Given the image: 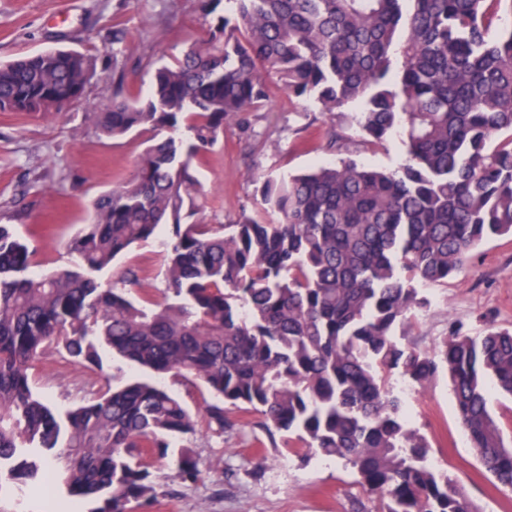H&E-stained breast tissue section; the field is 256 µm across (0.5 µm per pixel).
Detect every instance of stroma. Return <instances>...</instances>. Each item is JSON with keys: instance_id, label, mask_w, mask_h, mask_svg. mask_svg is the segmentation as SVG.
<instances>
[{"instance_id": "obj_1", "label": "stroma", "mask_w": 512, "mask_h": 512, "mask_svg": "<svg viewBox=\"0 0 512 512\" xmlns=\"http://www.w3.org/2000/svg\"><path fill=\"white\" fill-rule=\"evenodd\" d=\"M127 31L125 85L148 90L151 62L180 56L188 39L206 35L197 0H0V62L48 48L86 54L91 70L79 102L53 119L0 112V224H9L28 244L38 272L70 266L66 246L82 228L92 201L128 179L144 148V136L109 139L99 135L90 113L111 107L112 30ZM337 134L341 150L327 147ZM399 137L381 146H365L358 128L339 114L322 112L311 101L292 103L282 93L251 116L249 134L235 123L204 156L198 177L208 196L204 217L210 224H231L241 214H263L258 188L316 162L351 158L395 169L405 160ZM129 269L141 272L128 285L133 298L164 300V256L159 239L134 246L100 274L110 287ZM428 304L416 313L406 334L424 348L448 331L449 321L462 322L481 334L482 317L494 312L496 324L512 329V240H492L473 254L466 270L445 287L423 291ZM138 376L111 351H103L102 368L90 371L50 353L35 373V387L56 411L82 404L115 371ZM391 383L406 401L412 424L431 444L433 465L454 478L480 512H512V490L498 485L474 450L451 447L447 436L459 428L451 392L444 379L420 393L411 391L399 373ZM259 416L220 434L199 424L194 435L177 440L193 453L199 477L181 481L174 461L155 466L159 497L132 512H376L377 501L356 482L343 461L302 458L273 447L259 426ZM287 467H278L280 458Z\"/></svg>"}]
</instances>
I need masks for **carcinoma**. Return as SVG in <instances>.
<instances>
[{"mask_svg":"<svg viewBox=\"0 0 512 512\" xmlns=\"http://www.w3.org/2000/svg\"><path fill=\"white\" fill-rule=\"evenodd\" d=\"M207 36L154 64L150 95L124 96L125 31L112 32L116 139L154 133L130 178L93 204L68 243L74 269L35 274L32 251L0 224V469L65 488L81 512H129L158 495L151 468L198 420L156 381L105 378L63 413L34 389L48 351L94 370L100 350L163 378L204 383L209 428L257 413L285 447L345 462L378 512H476L430 461L390 373L421 391L448 379L458 422L484 469L512 488V440L490 393L512 397V330L458 323L431 348L396 335L482 242L512 237V0H198ZM87 57L49 49L0 64V111L52 118L81 99ZM349 112L364 144L397 134L388 171L342 159L261 186L266 222L208 224L193 161L273 89ZM169 227L166 290L130 300L99 274ZM179 477L198 478L191 451Z\"/></svg>","mask_w":512,"mask_h":512,"instance_id":"obj_1","label":"carcinoma"}]
</instances>
